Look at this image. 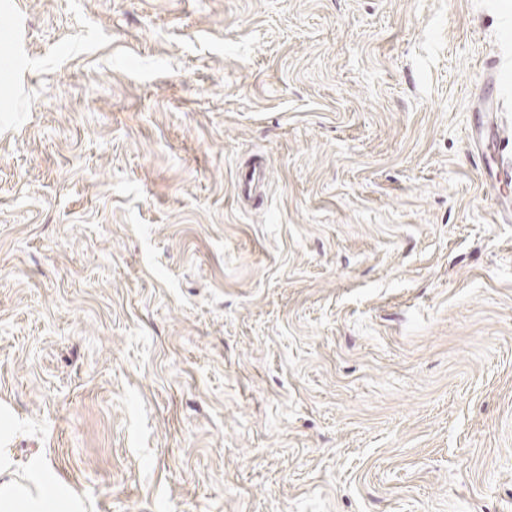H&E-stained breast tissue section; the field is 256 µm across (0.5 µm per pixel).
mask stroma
Instances as JSON below:
<instances>
[{
    "mask_svg": "<svg viewBox=\"0 0 512 512\" xmlns=\"http://www.w3.org/2000/svg\"><path fill=\"white\" fill-rule=\"evenodd\" d=\"M0 448L86 512H512V0H8ZM263 156L262 200L239 167Z\"/></svg>",
    "mask_w": 512,
    "mask_h": 512,
    "instance_id": "stroma-1",
    "label": "stroma"
}]
</instances>
